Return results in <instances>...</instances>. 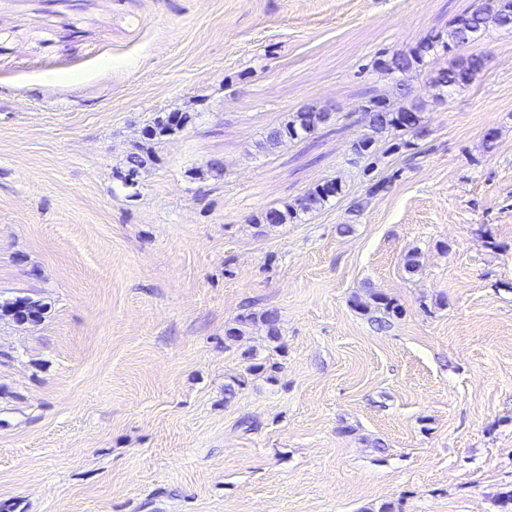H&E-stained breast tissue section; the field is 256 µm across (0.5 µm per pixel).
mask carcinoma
Segmentation results:
<instances>
[{
	"label": "carcinoma",
	"instance_id": "obj_1",
	"mask_svg": "<svg viewBox=\"0 0 512 512\" xmlns=\"http://www.w3.org/2000/svg\"><path fill=\"white\" fill-rule=\"evenodd\" d=\"M491 28L512 29V0H474L473 5L456 17L449 27L447 36L429 34L419 40L406 51H398L376 62L378 69L393 76L395 95L404 100L400 105L393 104L385 97L373 98L364 106L366 131L351 146L356 157L368 160L376 156L378 143L382 139L402 134L413 138L424 136L425 126L422 120L423 105L410 98L411 87L409 78L434 63L438 53H448L479 39ZM482 67L477 56H459L447 66L435 71L433 82L441 91L448 94L461 87L470 85ZM193 121V115L177 112L159 116L146 129L144 136L147 141H160L163 138L183 131ZM328 121V113L305 109L295 112L277 127L270 129L263 141V148L274 151L286 143L301 141L315 134ZM148 151L143 145H137L126 156L127 173L120 177L126 187L134 185V176L147 163ZM371 165H366L363 175L368 177L369 187L366 196L358 199L351 206L350 212L358 217L368 205V198L389 188V183L369 178ZM345 185L333 178L317 184L304 196L292 203L281 206H270L251 215L248 223L257 226H276L279 224H298L305 217L322 209L333 199L344 194ZM45 307L42 303L28 297L0 301V319L7 317L16 323L38 324L44 316ZM261 322L267 330V338L278 340V316L273 312H264L260 317L246 313L238 318V326L226 332V338L242 336L243 328ZM277 364L268 363L265 359L249 356V363L244 372L224 383V396L233 398L244 386L249 377H263L269 382L276 381Z\"/></svg>",
	"mask_w": 512,
	"mask_h": 512
}]
</instances>
